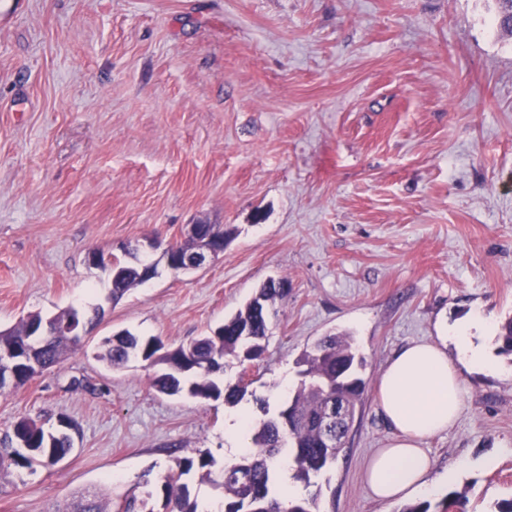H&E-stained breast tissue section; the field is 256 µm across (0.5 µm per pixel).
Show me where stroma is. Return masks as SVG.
<instances>
[{
  "label": "stroma",
  "mask_w": 512,
  "mask_h": 512,
  "mask_svg": "<svg viewBox=\"0 0 512 512\" xmlns=\"http://www.w3.org/2000/svg\"><path fill=\"white\" fill-rule=\"evenodd\" d=\"M498 0H0V330L102 306L84 344L0 395V437L22 417L75 426L57 465L0 476V512H64L89 492L112 512H164L177 456L236 462L224 433L300 380L305 350L350 335L366 391L333 467L304 495L321 512H402L363 468L393 432L377 387L406 345L454 351L448 329L512 316V32ZM221 224L223 254L108 302L92 253L155 261L149 241ZM287 279L260 359L226 366L239 406L158 393L154 369L96 357L121 330L186 344ZM461 368L464 409L424 446L429 496L469 512L512 497V358Z\"/></svg>",
  "instance_id": "35a3bbf8"
}]
</instances>
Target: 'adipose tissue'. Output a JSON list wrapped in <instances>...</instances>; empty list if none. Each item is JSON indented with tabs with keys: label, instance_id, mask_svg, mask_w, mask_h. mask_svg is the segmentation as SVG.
<instances>
[{
	"label": "adipose tissue",
	"instance_id": "obj_1",
	"mask_svg": "<svg viewBox=\"0 0 512 512\" xmlns=\"http://www.w3.org/2000/svg\"><path fill=\"white\" fill-rule=\"evenodd\" d=\"M491 322L473 316L452 330L458 361H450L435 343L421 341L402 348L386 365L378 388L380 411L394 436L369 457L364 479L374 499L386 502L417 493L429 496L438 483L427 439L451 429L462 410L464 386L457 362L486 366L472 330H491Z\"/></svg>",
	"mask_w": 512,
	"mask_h": 512
}]
</instances>
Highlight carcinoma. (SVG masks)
I'll return each mask as SVG.
<instances>
[{
  "label": "carcinoma",
  "mask_w": 512,
  "mask_h": 512,
  "mask_svg": "<svg viewBox=\"0 0 512 512\" xmlns=\"http://www.w3.org/2000/svg\"><path fill=\"white\" fill-rule=\"evenodd\" d=\"M226 236L222 224H198L195 233L174 245L178 253L191 252L198 241L207 237ZM144 282L140 262L123 263L120 279L111 282V298L117 302L132 288ZM288 289L264 286L256 295L223 324L191 342L172 350H161L156 344L161 339L144 337L121 331L103 340L97 357L119 367L132 359H140L150 366L166 365L154 378L155 389L166 395L187 392L192 396L218 399L230 405L238 404L245 390L236 386L224 389L213 374L222 367L226 357L240 363L259 359L263 352L261 340L268 331L272 305L283 299ZM40 314H31L19 326L0 331V348L24 345L25 334ZM498 353L512 356V317L501 324L496 338ZM69 349L67 337L52 336L36 352L43 366L50 368L62 361ZM301 380L297 389L279 410L271 413L263 408L268 418L263 420L254 436V447L242 454L238 461L213 475L212 460L206 454L174 459L168 471L158 477L165 497L166 512H199V503L192 496L190 476L207 483L218 491L224 512H321L317 498L301 499L283 504L273 490L278 463L283 455L292 458L294 478L309 484L311 478L329 470L342 451V442L336 434L349 433L353 423L325 424L321 420L326 407L334 402L345 405L356 413L365 382L359 375L362 361L353 349L349 336H327L313 351L305 354ZM12 451L0 454V471L6 465L30 468L35 463L53 465L65 457L71 448L67 438H54L43 424L23 417L13 426ZM65 512H111L109 503L98 499H81Z\"/></svg>",
  "instance_id": "obj_1"
}]
</instances>
